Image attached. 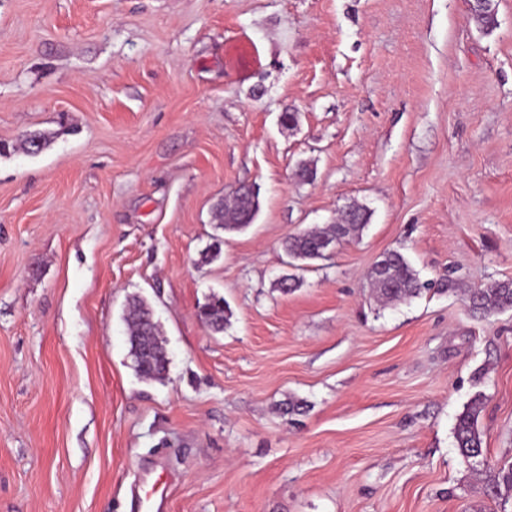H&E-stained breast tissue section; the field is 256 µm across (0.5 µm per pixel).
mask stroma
Listing matches in <instances>:
<instances>
[{
    "instance_id": "35a3bbf8",
    "label": "stroma",
    "mask_w": 512,
    "mask_h": 512,
    "mask_svg": "<svg viewBox=\"0 0 512 512\" xmlns=\"http://www.w3.org/2000/svg\"><path fill=\"white\" fill-rule=\"evenodd\" d=\"M470 3L0 0V512H132L147 471L162 512H512L454 439L482 398L487 464L512 462V309L464 295L512 279V0L489 32ZM242 185L260 211L224 231ZM352 203L358 238L288 266ZM391 250L431 288L383 306ZM258 211V194L242 185L228 199L217 204L214 219L224 230H239L252 224ZM341 214L344 215L343 223L325 224V226L314 227L287 237L284 250L292 260L289 265L299 267L300 265L293 262L326 259L325 253L320 250L322 241L331 240L324 242L321 246L330 255L336 249L332 241H336L338 245L347 239L359 236L371 218L367 209L358 204L345 206ZM199 312L203 322L215 332H222L232 315L229 306L224 302V298L216 295L211 296L200 307ZM125 322L135 371L145 379H163L169 359L149 304L140 297H132L126 306Z\"/></svg>"
}]
</instances>
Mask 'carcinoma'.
<instances>
[{
    "instance_id": "obj_1",
    "label": "carcinoma",
    "mask_w": 512,
    "mask_h": 512,
    "mask_svg": "<svg viewBox=\"0 0 512 512\" xmlns=\"http://www.w3.org/2000/svg\"><path fill=\"white\" fill-rule=\"evenodd\" d=\"M472 19L486 31L498 25L497 13L492 0L473 9ZM49 143L48 136L33 133L25 138L27 153L39 154ZM259 211L258 194L245 186L237 188L224 202L217 204L214 219L222 228L232 231L253 223ZM344 220L341 223L292 234L286 238L284 250L288 257L296 261H313L326 258L320 250V243L331 240L341 243L357 237L369 223L371 214L361 205L351 204L341 210ZM384 273L369 274L371 285L378 300L384 303L404 302L415 298L426 289L405 255L397 250L381 256ZM466 299L474 312L490 314L512 309V280L495 281L485 288H472ZM203 322L215 332L224 331L231 318L229 306L224 298L213 295L200 307ZM125 322L129 353L133 358L135 371L145 379L161 380L165 377L169 363L167 350L160 337L159 325L153 319L149 304L140 297L131 298L126 306ZM483 408L481 399H476L459 415L454 427L456 448L463 461L474 472L485 471V465L477 464L474 457H485L482 433L478 428L479 414ZM488 498L497 499L512 493V463H507L490 472L481 486Z\"/></svg>"
}]
</instances>
